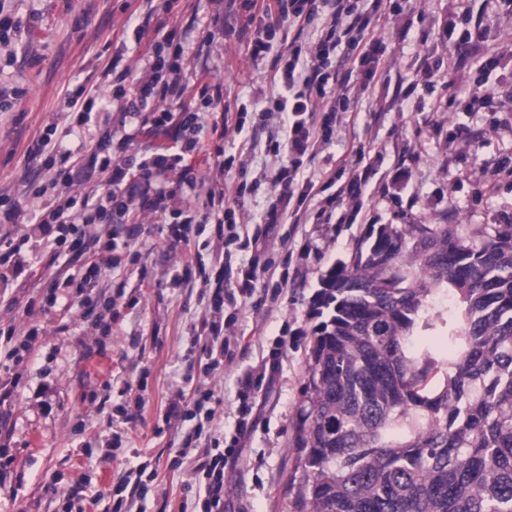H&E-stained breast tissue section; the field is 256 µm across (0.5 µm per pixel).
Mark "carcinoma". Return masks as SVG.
Instances as JSON below:
<instances>
[{
  "instance_id": "cac0c4a2",
  "label": "carcinoma",
  "mask_w": 512,
  "mask_h": 512,
  "mask_svg": "<svg viewBox=\"0 0 512 512\" xmlns=\"http://www.w3.org/2000/svg\"><path fill=\"white\" fill-rule=\"evenodd\" d=\"M314 315L295 512H512V224H383Z\"/></svg>"
}]
</instances>
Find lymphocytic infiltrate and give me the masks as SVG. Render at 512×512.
Returning <instances> with one entry per match:
<instances>
[{"mask_svg": "<svg viewBox=\"0 0 512 512\" xmlns=\"http://www.w3.org/2000/svg\"><path fill=\"white\" fill-rule=\"evenodd\" d=\"M249 22L255 23L258 36L251 44L253 59L263 58L277 36L276 21L288 22L298 37L276 58L273 76L279 91L259 92L251 104L229 111L220 86L195 78L183 80V63L189 55L186 42L174 39L162 28L137 26L135 38L148 47L147 63L141 72L122 66L113 57L104 74L111 77L112 102L123 115L139 117L134 133L140 162L121 160L89 150V166L106 172L101 187L82 198L66 191L72 181V154L58 153L49 160L48 181L33 179L23 191L24 204L0 210V271L18 276L28 267L22 244L51 246L55 256L75 250L86 236L102 241L108 259L91 261L87 276L98 279L119 264L121 254L140 262L142 254L129 241L118 240L105 226L113 216L126 223L141 224L146 219L168 226L171 247L181 249L185 264L174 284H200L205 316L199 333L193 334L184 358L187 362L183 385L162 415L163 424L178 432V456L197 457L192 480L197 483L200 512H223L224 473L237 457L251 409L247 403L259 382L253 371L238 378L240 412L243 416L231 439H224L214 427L218 400L213 379L224 369V356L230 341L224 334V304L234 302L244 310L259 279V258L253 253L257 240L241 238L238 226L243 219L245 197L261 185L274 193L266 214L276 223L287 211H300L316 194V184L305 177L302 166L329 145L336 133L340 115L353 111L358 100L378 82L388 64L391 36L405 37L413 23V0H239ZM388 5L390 33L379 32L374 19L381 5ZM512 56V41L504 53L482 58L476 74L467 76L470 87L464 98L450 96L448 112H474L493 104L495 87L491 74L503 55ZM340 60L355 82L335 89L336 67ZM216 138L228 132L251 130L265 136L266 150L279 157V164L259 176L249 174L246 157L228 155L219 168L227 173L225 183L206 179L186 164L187 154L205 152L203 130ZM175 223H168V216ZM212 229L219 247L212 257H204L198 238ZM249 253L248 261L233 265V251ZM242 275L238 293L224 291V276L231 270ZM134 480H122L97 492V499H108L106 512H135L137 500L145 496L157 478L151 461L140 462Z\"/></svg>", "mask_w": 512, "mask_h": 512, "instance_id": "f902f5d3", "label": "lymphocytic infiltrate"}]
</instances>
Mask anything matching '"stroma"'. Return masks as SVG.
Here are the masks:
<instances>
[{
  "label": "stroma",
  "instance_id": "35a3bbf8",
  "mask_svg": "<svg viewBox=\"0 0 512 512\" xmlns=\"http://www.w3.org/2000/svg\"><path fill=\"white\" fill-rule=\"evenodd\" d=\"M9 7L30 33L16 60L0 54V84L27 89L28 95L15 109L0 112V195L20 192L43 170L45 156L34 158L27 150L47 123H58L61 145L74 156L90 147L118 155L134 120L116 112L110 121L85 130L71 126L61 107L67 88L79 83L109 102L102 72L116 53H123L132 68L143 67L145 46L132 34L138 25H160L188 38L192 49L185 76L191 80L208 70L228 103L251 100L258 89L276 90L275 57L252 63L248 16L235 0H176L168 12L161 0H73L69 5L11 0ZM416 7L419 16L407 37L390 43L391 65L382 79L305 170L312 179L330 182L336 195L346 191L354 173H366L360 213L352 214L343 203L332 224H309L304 215L287 213L270 225L263 221L269 191L260 189L246 199V229L259 236L273 266L257 283L255 308L239 314L234 327L240 344L216 380L221 401L216 427L228 436L235 432L239 375L274 352L279 369L270 390L258 392L251 429L234 469L224 476V512H294L287 488L298 455L293 440L308 403L307 360L319 322L312 314L313 300L328 272L349 263L362 239L383 224H512V60H503L492 75L494 108L435 111L439 99L464 95L460 80L431 91L408 88L427 65L443 75L451 70L460 78L466 75L512 33V14H502L461 56L449 52L448 14L483 21V0H416ZM217 19L224 24L223 37L203 43ZM111 230L132 236L143 259L138 264L122 259L111 276L92 285L93 296L102 301L120 285L139 296L135 308L117 304L109 336H100L91 320L45 302L60 273L82 276L87 259L99 251L92 242L63 262L49 247L33 246L30 270L0 282V329L30 323L42 328L16 395L0 403V441L15 457L13 470L0 483V512H57L59 503L49 490L57 473L67 480L89 474L95 490L122 481L124 465L89 460L80 451L84 443L112 433L107 413L98 412L89 398L106 391L111 404L121 403L125 380L144 368L150 403L142 421L125 428L129 446L159 463L157 485L141 500V512H178L183 501L198 495L173 467L176 432L155 431L183 367L189 335L203 317L198 295L171 283L181 252L171 249L166 225L144 224L134 233L129 225L115 224ZM46 385L53 389L48 410L41 394ZM84 418L91 425L83 430L79 422Z\"/></svg>",
  "mask_w": 512,
  "mask_h": 512
}]
</instances>
